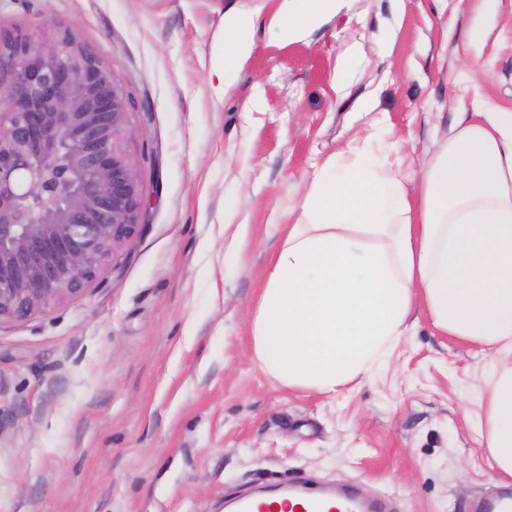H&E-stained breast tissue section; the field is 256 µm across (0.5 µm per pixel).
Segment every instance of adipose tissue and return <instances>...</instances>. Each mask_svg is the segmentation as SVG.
<instances>
[{"label": "adipose tissue", "mask_w": 512, "mask_h": 512, "mask_svg": "<svg viewBox=\"0 0 512 512\" xmlns=\"http://www.w3.org/2000/svg\"><path fill=\"white\" fill-rule=\"evenodd\" d=\"M344 0H280L291 39ZM373 136H366V145ZM415 189L364 149L317 168L291 207L251 316L252 358L292 389L336 395L406 335L416 307L493 363L481 401L489 466L512 482V110L461 112L436 134Z\"/></svg>", "instance_id": "1"}]
</instances>
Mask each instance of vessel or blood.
Wrapping results in <instances>:
<instances>
[{
    "mask_svg": "<svg viewBox=\"0 0 512 512\" xmlns=\"http://www.w3.org/2000/svg\"><path fill=\"white\" fill-rule=\"evenodd\" d=\"M288 501L292 512H378L374 503L361 498L352 487L315 489L307 482L276 485L263 492L230 499L229 512H279V501Z\"/></svg>",
    "mask_w": 512,
    "mask_h": 512,
    "instance_id": "b4317fda",
    "label": "vessel or blood"
}]
</instances>
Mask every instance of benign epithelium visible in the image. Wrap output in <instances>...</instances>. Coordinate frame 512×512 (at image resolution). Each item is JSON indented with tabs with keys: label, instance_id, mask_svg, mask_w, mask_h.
<instances>
[{
	"label": "benign epithelium",
	"instance_id": "1",
	"mask_svg": "<svg viewBox=\"0 0 512 512\" xmlns=\"http://www.w3.org/2000/svg\"><path fill=\"white\" fill-rule=\"evenodd\" d=\"M111 66L70 29H0V323L79 295L146 211Z\"/></svg>",
	"mask_w": 512,
	"mask_h": 512
}]
</instances>
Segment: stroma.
<instances>
[{
	"mask_svg": "<svg viewBox=\"0 0 512 512\" xmlns=\"http://www.w3.org/2000/svg\"><path fill=\"white\" fill-rule=\"evenodd\" d=\"M274 4L0 0V28L69 27L110 64L147 198L96 283L0 325V512H224L300 476L383 512H471L497 493L469 418L478 347L418 308L387 367L327 396L255 366L250 318L278 227L325 160L373 131L378 160L416 170L458 109L512 108V0H346L295 40L256 31L218 82L228 14Z\"/></svg>",
	"mask_w": 512,
	"mask_h": 512,
	"instance_id": "1",
	"label": "stroma"
}]
</instances>
